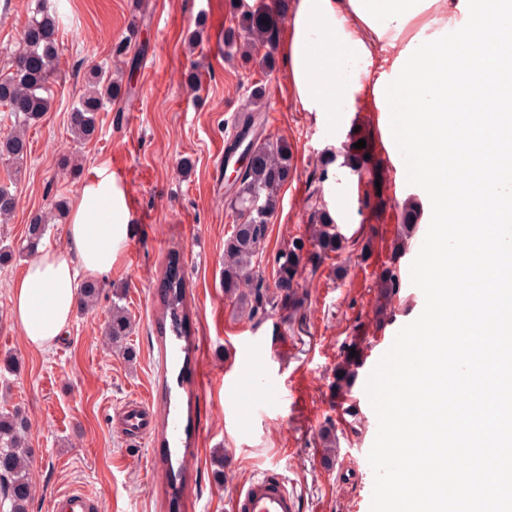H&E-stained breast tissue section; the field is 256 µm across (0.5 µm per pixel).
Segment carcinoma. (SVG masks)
I'll use <instances>...</instances> for the list:
<instances>
[{"mask_svg":"<svg viewBox=\"0 0 512 512\" xmlns=\"http://www.w3.org/2000/svg\"><path fill=\"white\" fill-rule=\"evenodd\" d=\"M239 11L238 29H229L224 35V51L227 56L241 54L258 61L259 66H269L273 57L269 48L277 38L265 4L256 3L245 9L234 4ZM61 23L59 12L49 14L37 10L28 19L23 37V48L16 59L13 71L0 75V106L10 112L12 126L9 133L0 137V161L19 166L27 156L26 130L51 106L49 89L51 76L58 64L56 30ZM509 70L499 69L486 77H472L471 82L482 85L486 93L503 104L498 121L500 126L512 124V86L504 80ZM87 91L71 112L72 133L80 140L88 141L98 131V112L104 102L122 94V84L112 80V75L102 69H93L86 79ZM266 90L262 86L253 89L250 106L235 117V135L228 147L233 152L239 147L251 152L248 165L242 171L232 193L224 205L235 213L236 224L224 240V297L234 307L247 312L253 319L267 313V307L296 298L298 279L303 272V261L311 262L310 273L331 254L344 247L345 238L338 231L336 220L322 204V183L328 179V169L320 177L310 178L305 205L309 211L311 229L309 237L293 238L279 249L273 258L274 274L267 281L256 269L259 254L263 253L269 225L279 205V192L288 183L294 170L293 153L285 139L262 142L257 138L261 112L253 105L262 100ZM344 157L343 164L358 180H378V166L365 158L367 149L345 145L338 153H329L324 165ZM17 196L10 185L0 183V223L5 224L14 214ZM50 228L49 220L34 216L27 225L19 253L29 257L39 253V247ZM381 294L385 297L398 291L396 272L385 268L379 274ZM162 318L158 333L162 336L171 330L185 337V353L191 354L192 343L188 336L194 327L185 302V282L178 265L173 264L159 284ZM102 293L97 280L84 282L80 291V303L85 307L95 304ZM123 290H112V311L106 326V334L112 346L123 354H129L127 338L132 333V323L125 306L121 305ZM29 425L19 409L0 410V477L8 483L0 491V512H29L35 498L36 485L31 477L26 439ZM169 471L170 509L180 512L181 490L187 466L180 461L173 465L167 460Z\"/></svg>","mask_w":512,"mask_h":512,"instance_id":"carcinoma-1","label":"carcinoma"}]
</instances>
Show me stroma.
<instances>
[{
	"label": "stroma",
	"mask_w": 512,
	"mask_h": 512,
	"mask_svg": "<svg viewBox=\"0 0 512 512\" xmlns=\"http://www.w3.org/2000/svg\"><path fill=\"white\" fill-rule=\"evenodd\" d=\"M68 19L56 32L59 66L48 112L27 133L28 154L17 179L0 166L18 205L0 241L19 244L32 217L63 200L73 202L100 169H108L127 194L134 221L97 304L74 311L55 344L29 347L10 313V286L26 264L0 267V402L21 407L30 424L29 460L36 482L30 512H49L51 498L80 487L100 498L104 512H169L160 434L130 438L119 420L128 399L152 407L155 426L166 407L192 412L193 436L185 450L189 479L183 512H224V503L251 479L274 470L300 500L299 512H370L374 484L368 453L378 421L370 404L357 427L338 417L344 397L365 392L372 345H386L424 308L410 282V265L431 219L424 191L404 183L402 163L381 145L377 112L357 106L351 124L368 141L382 167L380 188L347 175L324 184L328 209H344L340 232L348 243L303 281L295 307L270 309L260 322L238 315L224 296V239L235 215L224 207L231 190L224 169V140L254 86L266 89L262 140L286 138L295 170L280 192L267 239L274 253L307 228V183L337 135L328 118L300 111L282 62L262 69L224 58V31L233 25L232 0H60ZM41 0H0V74L11 70L31 11ZM110 70L132 87L99 114V131L74 141L70 116L90 68ZM196 77L197 92L187 87ZM380 192L385 206L360 216L365 196ZM415 199L421 217L405 233V204ZM177 258L187 304L205 356L193 359L184 383L176 370L157 378L154 361L163 340L158 285L170 258ZM395 267L400 290L384 301L377 277ZM125 287L124 304L134 321L128 343L133 360L113 353L104 334L112 287ZM387 317L377 321L378 307ZM288 339L269 362L263 384L251 380L248 350L274 331ZM364 362L349 386L336 371L350 346ZM334 427L335 452L319 434ZM224 479L216 481V457Z\"/></svg>",
	"instance_id": "stroma-1"
}]
</instances>
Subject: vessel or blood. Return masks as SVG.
I'll return each mask as SVG.
<instances>
[{
  "mask_svg": "<svg viewBox=\"0 0 512 512\" xmlns=\"http://www.w3.org/2000/svg\"><path fill=\"white\" fill-rule=\"evenodd\" d=\"M126 430L135 436L150 431V415L143 402L133 400L122 409ZM103 503L96 496L81 489H72L55 495L50 512H102ZM298 498L288 488L285 477L270 471L241 486L228 502V512H297Z\"/></svg>",
  "mask_w": 512,
  "mask_h": 512,
  "instance_id": "obj_1",
  "label": "vessel or blood"
}]
</instances>
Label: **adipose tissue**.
Segmentation results:
<instances>
[{
  "mask_svg": "<svg viewBox=\"0 0 512 512\" xmlns=\"http://www.w3.org/2000/svg\"><path fill=\"white\" fill-rule=\"evenodd\" d=\"M461 17L481 18L501 53L512 56V0H293L279 45L303 111L331 114L339 128L349 125L360 101L389 117L380 140L400 146L406 176L422 186L439 218L448 214V187L458 172L444 163L449 133L489 144L499 138L497 125L449 102V86L471 79L458 59L482 58L480 47L458 30ZM510 194L512 179L489 169L472 221L490 225L481 242L512 262V225L499 223L491 206ZM130 220L123 188L100 170L71 206L66 249L43 251L12 284L10 311L30 347L48 348L59 337L80 278L111 275Z\"/></svg>",
  "mask_w": 512,
  "mask_h": 512,
  "instance_id": "adipose-tissue-1",
  "label": "adipose tissue"
}]
</instances>
